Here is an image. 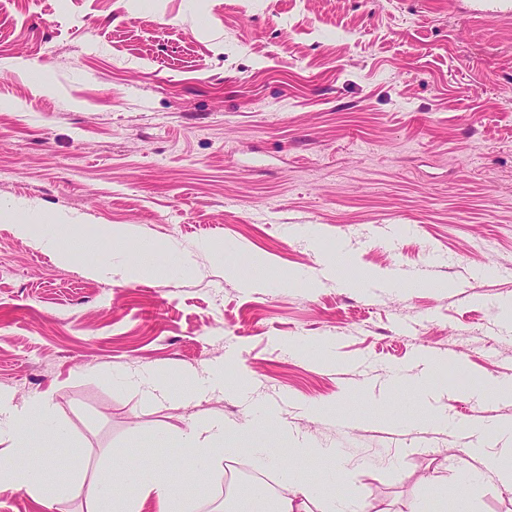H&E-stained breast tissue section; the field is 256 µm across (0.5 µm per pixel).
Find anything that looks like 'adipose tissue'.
I'll return each instance as SVG.
<instances>
[{
    "label": "adipose tissue",
    "mask_w": 512,
    "mask_h": 512,
    "mask_svg": "<svg viewBox=\"0 0 512 512\" xmlns=\"http://www.w3.org/2000/svg\"><path fill=\"white\" fill-rule=\"evenodd\" d=\"M233 430L223 415L214 413L183 433V445L196 448L194 467L215 474L224 460V438ZM0 485L24 490L52 505L60 497L87 495L88 512H143L145 503H153L155 512H189L193 500L187 497L177 478L170 476L161 460L141 459L136 449L110 463L102 479L85 487L78 468L59 472L54 456L38 462L20 464L16 458L25 449L39 443L68 445L69 439L53 420L46 398L17 401L0 391ZM315 489L307 480H299L294 489L274 496H260L245 487L237 488L234 504L237 512H308L307 502Z\"/></svg>",
    "instance_id": "ef3b65f1"
}]
</instances>
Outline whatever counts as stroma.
Masks as SVG:
<instances>
[{"label":"stroma","instance_id":"stroma-1","mask_svg":"<svg viewBox=\"0 0 512 512\" xmlns=\"http://www.w3.org/2000/svg\"><path fill=\"white\" fill-rule=\"evenodd\" d=\"M49 215L95 250L44 249ZM135 253L156 275L83 270ZM257 255L295 281L225 276ZM506 301L512 22L472 0H0V391L48 397L87 475L133 446L187 468L181 435L213 412L238 426L225 464L256 467L265 415L264 474L319 483L312 512L333 507L323 448L369 512L463 486L471 512H512V487L467 478L474 447L431 421L484 412L485 454L512 461ZM216 365L223 394L181 406Z\"/></svg>","mask_w":512,"mask_h":512}]
</instances>
